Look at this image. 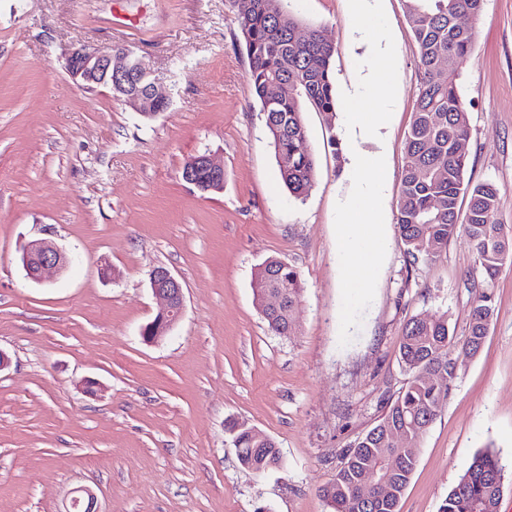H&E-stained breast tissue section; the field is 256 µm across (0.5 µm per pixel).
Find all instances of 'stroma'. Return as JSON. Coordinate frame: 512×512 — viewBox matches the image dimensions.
<instances>
[{
  "label": "stroma",
  "instance_id": "1",
  "mask_svg": "<svg viewBox=\"0 0 512 512\" xmlns=\"http://www.w3.org/2000/svg\"><path fill=\"white\" fill-rule=\"evenodd\" d=\"M301 31L335 48L336 112L303 114L315 160L307 195L279 175L230 0H0V512H65L75 488L98 512H330L319 491L374 427L408 376L406 321L447 315L468 334L476 291L495 314L482 349H455L458 375L422 439L399 512H438L475 453L504 469L497 512H512V266L486 285L465 238L410 262L396 226L404 142L420 83L404 0H377L355 33L349 0H291ZM463 22L470 55L449 80L469 114L467 174L499 189L512 227V0H484ZM386 38L393 98L382 138L349 132L371 40ZM124 46L164 79L167 111L147 117L103 88H77L65 58ZM382 155L375 201L389 244L350 309L339 304L336 226L357 191L348 150ZM208 152L224 190L182 178ZM53 240L67 266L29 279L21 247ZM271 258L299 274L294 331L271 333L254 301ZM111 265L114 275L101 269ZM183 286L182 318L161 340L141 330L160 309L153 267ZM97 382L95 394L85 381ZM269 436L279 467L245 470L227 426Z\"/></svg>",
  "mask_w": 512,
  "mask_h": 512
}]
</instances>
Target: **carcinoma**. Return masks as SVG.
<instances>
[{"instance_id": "carcinoma-1", "label": "carcinoma", "mask_w": 512, "mask_h": 512, "mask_svg": "<svg viewBox=\"0 0 512 512\" xmlns=\"http://www.w3.org/2000/svg\"><path fill=\"white\" fill-rule=\"evenodd\" d=\"M484 0H406L408 20L418 47L421 83L410 130L404 142L396 224L413 260L433 261L448 241L463 236L472 246L487 284L504 265H512V228L498 220V189L466 178L467 156L460 143L468 140V112L448 70L474 46L470 28L457 25L454 14L480 13ZM237 21L251 65L252 93L264 116L280 176L290 195L301 198L311 187L315 162L301 149L306 129L303 107L326 115L335 113L334 47L322 30L311 36L299 32V21L287 0H233ZM280 295L279 311L262 310L276 335L292 332L290 320L301 301L298 272L271 259L256 274L255 295ZM495 306L481 292L470 310L469 333L463 349L476 354L488 335ZM457 346L448 316L411 317L403 326L400 362L410 377L384 412L380 422L357 439L343 456L332 482L321 496L334 512H399L398 505L415 467L417 448L433 422L440 403L457 376L449 356ZM239 449L242 467L262 473L278 466L275 442L253 427L228 426ZM397 434L402 442H382ZM374 472L392 489L387 499L363 498L359 487ZM504 473L496 455L485 449L448 492L439 512H496L503 493Z\"/></svg>"}]
</instances>
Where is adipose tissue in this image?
<instances>
[{"mask_svg": "<svg viewBox=\"0 0 512 512\" xmlns=\"http://www.w3.org/2000/svg\"><path fill=\"white\" fill-rule=\"evenodd\" d=\"M371 199V190L361 189L344 206L345 211L359 212L361 223L336 227V271L341 303L345 306L373 284L376 278L374 259L388 245L386 228L380 224Z\"/></svg>", "mask_w": 512, "mask_h": 512, "instance_id": "1", "label": "adipose tissue"}]
</instances>
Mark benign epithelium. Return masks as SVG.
Segmentation results:
<instances>
[{
    "instance_id": "1",
    "label": "benign epithelium",
    "mask_w": 512,
    "mask_h": 512,
    "mask_svg": "<svg viewBox=\"0 0 512 512\" xmlns=\"http://www.w3.org/2000/svg\"><path fill=\"white\" fill-rule=\"evenodd\" d=\"M65 69L77 87L84 90L105 88L113 99L142 113L158 111L157 103L160 101L169 103L168 96L161 91V78L143 58L123 46L110 50L75 49L67 55ZM134 73L148 80L145 90L129 91L124 86L125 80ZM199 165L204 166L216 178L219 189H224V166L209 153L189 160V165L182 172L187 183L197 185L192 169ZM21 262L28 277L39 282L45 273L64 268L67 256L54 241L38 239L23 247ZM149 284L153 295L161 304L155 322L162 325V328L158 335L146 336L144 340L155 342L166 335L180 319L184 310V294L181 282L165 267L151 270ZM71 509L74 512H97L93 493L88 489L78 490V495L71 500Z\"/></svg>"
}]
</instances>
